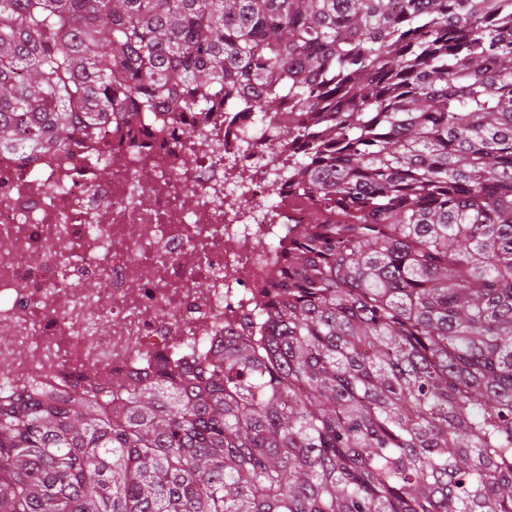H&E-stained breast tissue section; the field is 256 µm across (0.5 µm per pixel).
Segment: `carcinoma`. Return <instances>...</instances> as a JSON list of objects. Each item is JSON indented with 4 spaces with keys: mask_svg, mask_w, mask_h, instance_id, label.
<instances>
[{
    "mask_svg": "<svg viewBox=\"0 0 512 512\" xmlns=\"http://www.w3.org/2000/svg\"><path fill=\"white\" fill-rule=\"evenodd\" d=\"M224 103L327 212L269 335L0 404V512H512V0H0V150Z\"/></svg>",
    "mask_w": 512,
    "mask_h": 512,
    "instance_id": "cac0c4a2",
    "label": "carcinoma"
}]
</instances>
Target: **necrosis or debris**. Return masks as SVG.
I'll return each instance as SVG.
<instances>
[{"mask_svg":"<svg viewBox=\"0 0 512 512\" xmlns=\"http://www.w3.org/2000/svg\"><path fill=\"white\" fill-rule=\"evenodd\" d=\"M280 121L159 113L141 133L117 112L68 149L0 152L1 402L60 400L77 385L117 393L212 353L225 336L258 335L274 293L288 291L289 225L322 221L293 181L278 179L287 153L262 148Z\"/></svg>","mask_w":512,"mask_h":512,"instance_id":"1","label":"necrosis or debris"}]
</instances>
